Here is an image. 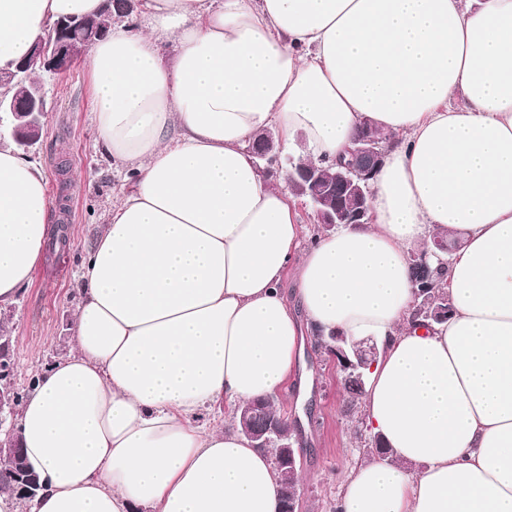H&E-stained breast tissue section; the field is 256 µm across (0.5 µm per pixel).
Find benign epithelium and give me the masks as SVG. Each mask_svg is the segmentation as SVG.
Listing matches in <instances>:
<instances>
[{"label": "benign epithelium", "mask_w": 512, "mask_h": 512, "mask_svg": "<svg viewBox=\"0 0 512 512\" xmlns=\"http://www.w3.org/2000/svg\"><path fill=\"white\" fill-rule=\"evenodd\" d=\"M84 24L73 19L57 22L55 37L49 41L38 39L34 42L28 56L18 65L16 71L7 78L15 81L16 90L9 98L0 96V112L11 114L14 124L11 137L18 147L27 149L39 140L42 127L41 118L44 114V95L37 83H26V74L34 67L56 75L67 74L77 63L82 54L90 49V45L82 44L79 30ZM385 146L379 144L378 137L372 134L371 125L366 124L358 134L354 147L350 150L351 163L338 172L340 181L349 189L351 195L364 198L369 191V180L382 165ZM256 164L266 167L274 166L282 169V147L273 139L260 141L251 148ZM285 184L290 193L301 199L310 207L320 223L328 229L338 224H365L368 222V206L364 203L353 210L328 211L321 207L325 203V188L319 181L318 168L312 163H304L293 167L285 175ZM455 252L452 245L440 238L433 239L432 246L420 253V261L427 263L436 258L441 262L450 261ZM334 336L331 357L336 367L343 374L362 376V370L369 369L375 363L379 350L374 342L356 341L345 346V336L338 331ZM284 448L278 471L280 481L288 482V471L294 467L295 451L292 444L283 442Z\"/></svg>", "instance_id": "1"}]
</instances>
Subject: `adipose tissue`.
<instances>
[{
  "label": "adipose tissue",
  "mask_w": 512,
  "mask_h": 512,
  "mask_svg": "<svg viewBox=\"0 0 512 512\" xmlns=\"http://www.w3.org/2000/svg\"><path fill=\"white\" fill-rule=\"evenodd\" d=\"M102 2L0 0V72ZM140 15L88 54L96 136L136 189L83 261L71 352L21 403L42 489L0 493V512H278L269 452L200 417L276 398L308 326L379 347L364 411L390 455L351 470L339 512H512V0H141ZM367 122L395 139L370 223L302 247L250 143L271 132L336 161ZM50 211L40 167L1 148L0 305ZM436 235L462 246L453 313L424 327L410 255Z\"/></svg>",
  "instance_id": "ef3b65f1"
}]
</instances>
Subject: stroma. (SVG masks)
Instances as JSON below:
<instances>
[{"label":"stroma","mask_w":512,"mask_h":512,"mask_svg":"<svg viewBox=\"0 0 512 512\" xmlns=\"http://www.w3.org/2000/svg\"><path fill=\"white\" fill-rule=\"evenodd\" d=\"M45 99L42 137L26 156L44 172L52 202L41 259L13 303L0 307V328L13 341L11 383L25 393L33 376L72 346L81 299V261L113 202L133 180L96 140L95 101L86 61L67 74H40ZM65 233L68 244L52 239ZM305 391L289 385L276 400L300 452L303 495L299 512H334L345 475L365 458L344 412L340 377L330 358L306 347Z\"/></svg>","instance_id":"1"}]
</instances>
